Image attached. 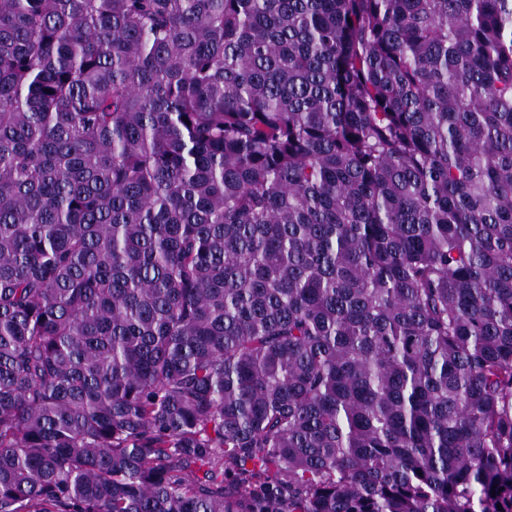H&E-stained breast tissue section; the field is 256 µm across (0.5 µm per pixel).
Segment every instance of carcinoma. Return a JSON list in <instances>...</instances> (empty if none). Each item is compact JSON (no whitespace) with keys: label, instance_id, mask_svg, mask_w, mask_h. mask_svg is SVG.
I'll return each mask as SVG.
<instances>
[{"label":"carcinoma","instance_id":"obj_1","mask_svg":"<svg viewBox=\"0 0 512 512\" xmlns=\"http://www.w3.org/2000/svg\"><path fill=\"white\" fill-rule=\"evenodd\" d=\"M0 512H512V0H0Z\"/></svg>","mask_w":512,"mask_h":512}]
</instances>
